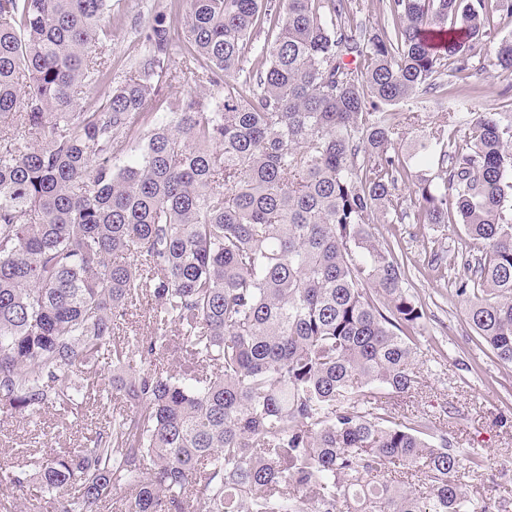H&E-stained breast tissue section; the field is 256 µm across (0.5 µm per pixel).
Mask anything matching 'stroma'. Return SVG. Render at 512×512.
<instances>
[{
	"label": "stroma",
	"mask_w": 512,
	"mask_h": 512,
	"mask_svg": "<svg viewBox=\"0 0 512 512\" xmlns=\"http://www.w3.org/2000/svg\"><path fill=\"white\" fill-rule=\"evenodd\" d=\"M155 0H112V38L100 44L102 53L111 55L115 71L126 69L138 51L135 19H148ZM512 38V16L495 19L493 37L481 44L466 82L457 84L452 95H428L427 108L420 122L407 130V140H417L435 128H445L457 137L456 126L448 116L461 108L474 112H495L500 94L512 88V72L493 64L500 38ZM448 164L439 154L406 157V172L397 184L405 219L381 217L371 226L377 243L401 242L407 256L406 287L424 310L418 354L420 382L407 396L397 398L401 413L419 412L433 417L450 413L449 439L459 448H479L487 458V469L465 472L467 490H498L500 483L512 485V366L501 364L482 345L470 328L465 305L455 292L464 275L455 255L460 233L434 224H418L413 219L418 201L413 185L420 177L441 178ZM441 252L450 264L444 276L427 267L431 252ZM111 407L90 408L67 428L57 426L58 416L46 409L33 422L25 424L0 419V466L9 468L33 464L42 455L82 443L85 436L107 425Z\"/></svg>",
	"instance_id": "35a3bbf8"
}]
</instances>
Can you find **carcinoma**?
<instances>
[{
	"instance_id": "1",
	"label": "carcinoma",
	"mask_w": 512,
	"mask_h": 512,
	"mask_svg": "<svg viewBox=\"0 0 512 512\" xmlns=\"http://www.w3.org/2000/svg\"><path fill=\"white\" fill-rule=\"evenodd\" d=\"M385 6L374 29L358 0L157 4L116 84L108 0H0V415L121 402L1 484L37 482L53 512L122 488L115 512H508L464 488L481 453L396 415L424 311L370 225L398 211L419 120L391 107L444 87L446 58L463 78L512 0ZM495 60L512 70V38ZM466 125L441 182L414 184L417 223L482 243L457 295L512 365V114ZM138 302L147 333L117 335Z\"/></svg>"
}]
</instances>
